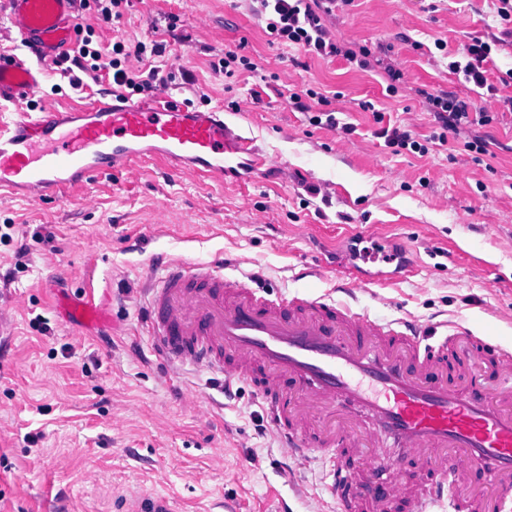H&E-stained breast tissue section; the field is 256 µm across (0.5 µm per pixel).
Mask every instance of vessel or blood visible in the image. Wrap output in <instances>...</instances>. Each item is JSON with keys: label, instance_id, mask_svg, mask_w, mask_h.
<instances>
[{"label": "vessel or blood", "instance_id": "1", "mask_svg": "<svg viewBox=\"0 0 512 512\" xmlns=\"http://www.w3.org/2000/svg\"><path fill=\"white\" fill-rule=\"evenodd\" d=\"M75 0H5L11 29L36 64L0 53V101L41 87V67L76 39ZM163 161L183 179L224 180L274 162L228 125L223 109L180 102L165 82L139 100L103 101L72 112L42 98L37 116L0 121V193L56 199L102 178L138 176ZM220 262H167L148 290L147 324L172 368L253 385L273 433L294 463L317 452L328 462L326 490L336 512H351L357 486L368 512H464L478 479L492 497L485 512H512V391L494 395L467 371L449 378L447 338L464 323L370 317L332 297L269 298ZM105 301L85 297L75 323L105 317ZM445 335V342L431 339ZM419 473V488L405 478ZM116 512H180L174 497L149 490L120 497Z\"/></svg>", "mask_w": 512, "mask_h": 512}]
</instances>
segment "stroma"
Segmentation results:
<instances>
[{"label":"stroma","instance_id":"35a3bbf8","mask_svg":"<svg viewBox=\"0 0 512 512\" xmlns=\"http://www.w3.org/2000/svg\"><path fill=\"white\" fill-rule=\"evenodd\" d=\"M497 0H353L327 21L338 41L373 48L369 68L336 57L269 45L244 0H131L121 18L94 12L103 52L118 40L168 43L179 100L208 94L214 108L246 104L236 123L276 158L258 177L243 174L217 185L185 181L163 165H146L135 180L104 178L85 186L96 197L83 209L77 195L31 202L0 197V295L14 305L0 370V512H115L122 496L142 490L176 495L183 512H217L219 499L235 512H336L325 489V464L287 465L253 388L225 397L221 380L184 368L169 372L148 333L141 283L161 275L159 256L193 261L239 259L240 273L273 294L332 292L338 279L383 284V302L370 294L357 305L380 319L452 321L467 314L475 337L512 348V37L504 36ZM209 17L199 37L193 18ZM500 37L487 74L498 87L489 104L496 117L473 132L489 142L472 159L452 134L425 156L394 154L378 138L363 101L397 124L426 136L432 116L415 88L478 99L448 71L444 52L475 36ZM447 51H438L435 40ZM248 56L256 72L225 78V51ZM404 73L387 96L385 67ZM314 89L330 97L356 127L346 135L311 125L292 109L290 92ZM317 185L319 194L307 193ZM165 223H157L158 212ZM388 252L412 242L403 268L356 259L357 235ZM24 257H17L19 247ZM322 264L336 275H304ZM110 297V322L73 338L59 298L83 289ZM195 387L205 415L181 411L180 394ZM223 444L224 454L211 448Z\"/></svg>","mask_w":512,"mask_h":512}]
</instances>
